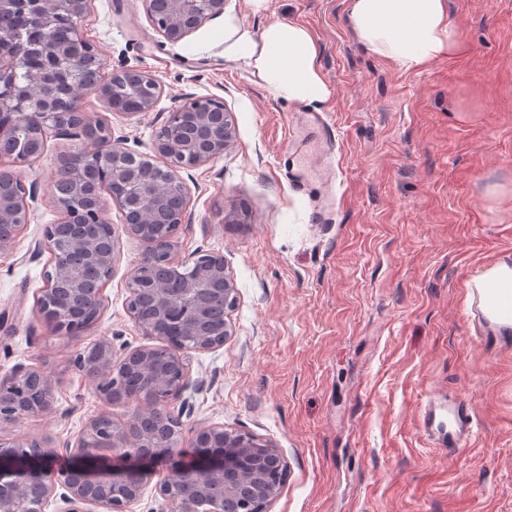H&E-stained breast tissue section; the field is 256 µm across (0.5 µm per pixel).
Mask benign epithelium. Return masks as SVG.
<instances>
[{"mask_svg": "<svg viewBox=\"0 0 512 512\" xmlns=\"http://www.w3.org/2000/svg\"><path fill=\"white\" fill-rule=\"evenodd\" d=\"M42 3L39 12L42 35H53L67 26L71 38L58 46L52 67L28 69L26 82L16 80L27 60L16 50L0 47V116L18 118V127L0 124V140H17L24 131L27 151L16 155L27 162L42 156L48 131L85 138V125L76 119L79 108L72 107L75 118L59 111V86L69 89L70 102L87 90L84 71L100 60L99 49L83 39L79 22L87 0H0V13L25 15L33 5ZM146 13L166 41L175 44L198 31L206 22L224 14V0H145ZM92 92L100 96L115 114L137 116L152 111L162 88L148 70L115 69L107 79H98ZM196 113L207 129L203 143L187 142L177 125L182 112ZM233 133L231 113L224 102L211 97H195L175 107L167 121L154 132L152 150L166 159L173 173L164 182H141L144 156L111 142L110 129L99 135L107 141L105 149L83 147L62 159L59 174L73 185L72 198L63 204L67 231L47 224L39 245L51 255L44 272L41 290L44 321L54 332L77 337L90 323L72 309V299L100 315L104 306L100 288H85L72 279L79 263L100 267L112 276L119 258L118 239L107 226L108 240L84 233L90 224L104 223L103 196L88 206L90 195L82 182V173L95 167L102 173V190L123 211L127 233L144 245L142 256L128 276L127 310L142 334L158 336L157 320L169 323L165 343L123 348L116 356L112 339L104 337L76 354L73 364L97 382V390L112 404L116 390V370L135 373L156 390L154 398L133 408L121 422L112 414L93 418L78 438L80 452L70 466L52 467L55 445L51 438L4 440L0 438V512H13L20 502L23 512H48L52 503H61L56 512H131V506L144 495L146 470L158 461L166 463V474L156 484V493L169 512H269L287 477L288 465L281 453L267 440L244 431H227L222 425H198L185 430L182 413H174L168 401L181 396L192 386L190 352H206L224 346L231 335L229 321L224 329L202 334L198 323L210 312V305L198 300L201 294L224 297V313L236 305L237 292L224 263V255L198 249L182 262L174 260L178 248L177 231L184 207L173 216V231L153 235L145 203L162 190L186 200L187 185L175 170H189L224 155ZM30 209L24 181L12 169H0V251L14 244L19 231L29 223ZM55 406L53 379L36 367L18 365L0 378V428L26 418L48 414ZM162 429L167 435L165 451L160 454L153 434ZM112 456L103 458L99 450ZM107 460L109 471L101 469ZM39 489L30 493L32 483Z\"/></svg>", "mask_w": 512, "mask_h": 512, "instance_id": "benign-epithelium-1", "label": "benign epithelium"}]
</instances>
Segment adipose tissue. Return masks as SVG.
Listing matches in <instances>:
<instances>
[{"mask_svg":"<svg viewBox=\"0 0 512 512\" xmlns=\"http://www.w3.org/2000/svg\"><path fill=\"white\" fill-rule=\"evenodd\" d=\"M347 21L368 51L403 71L468 50L448 20L447 0H347ZM319 54L309 30L297 23L276 20L256 33L234 18L224 20L225 59L256 71L288 102L328 100Z\"/></svg>","mask_w":512,"mask_h":512,"instance_id":"ef3b65f1","label":"adipose tissue"}]
</instances>
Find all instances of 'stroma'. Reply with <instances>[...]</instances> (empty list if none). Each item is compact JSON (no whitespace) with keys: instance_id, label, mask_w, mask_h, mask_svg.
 I'll return each mask as SVG.
<instances>
[{"instance_id":"1","label":"stroma","mask_w":512,"mask_h":512,"mask_svg":"<svg viewBox=\"0 0 512 512\" xmlns=\"http://www.w3.org/2000/svg\"><path fill=\"white\" fill-rule=\"evenodd\" d=\"M448 12L469 50L418 72L365 49L346 0H269L258 13L227 0L222 17L176 44L155 32L143 0H90L81 21L104 74L141 68L161 84L155 109L133 117L85 96L88 120L124 147L152 157L154 132L191 97L223 99L233 116L223 156L182 174L175 255L223 254L238 292L232 334L192 353L195 386L170 408L185 425L248 431L281 450L288 477L270 512H512V334L471 310L474 282L512 265V0H448ZM229 15L256 32L291 20L319 43L332 179L301 191L288 182L304 108L225 61ZM82 146L52 135L33 163L0 156L34 195L29 224L0 253V376L24 364L56 383L55 412L4 434L52 438L59 468L89 419L134 407L103 403L75 354L105 336L118 350L148 342L126 308L143 245L112 202L120 258L98 321L67 339L36 310L50 254L35 242L65 218L54 184ZM459 399L473 435L451 456L422 413L446 420Z\"/></svg>"}]
</instances>
